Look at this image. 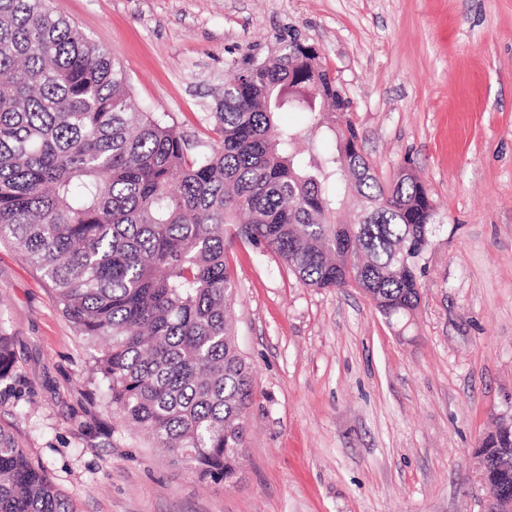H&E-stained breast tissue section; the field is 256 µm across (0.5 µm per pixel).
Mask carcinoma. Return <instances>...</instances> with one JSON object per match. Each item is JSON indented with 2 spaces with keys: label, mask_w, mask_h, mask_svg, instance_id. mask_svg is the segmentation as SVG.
<instances>
[{
  "label": "carcinoma",
  "mask_w": 512,
  "mask_h": 512,
  "mask_svg": "<svg viewBox=\"0 0 512 512\" xmlns=\"http://www.w3.org/2000/svg\"><path fill=\"white\" fill-rule=\"evenodd\" d=\"M260 70L237 68L214 141L141 112L124 66L50 0H0V239L41 273L95 347L104 408L146 431L200 481H229L246 450L255 380L231 337L235 239L280 257L313 288H362L389 322L420 300L436 210L414 176L382 185L351 101L293 35ZM319 99L297 149L286 97ZM0 325V381L14 367ZM0 512H74L0 429Z\"/></svg>",
  "instance_id": "obj_1"
}]
</instances>
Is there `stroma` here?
Here are the masks:
<instances>
[{"label": "stroma", "mask_w": 512, "mask_h": 512, "mask_svg": "<svg viewBox=\"0 0 512 512\" xmlns=\"http://www.w3.org/2000/svg\"><path fill=\"white\" fill-rule=\"evenodd\" d=\"M126 69L137 106L190 138L232 64L297 31L345 89L382 183L437 212L420 301L387 322L237 241L232 334L256 380L238 480L202 482L106 412L89 345L0 242L15 336L0 428L76 512H485L474 451L512 418V0H51Z\"/></svg>", "instance_id": "1"}]
</instances>
